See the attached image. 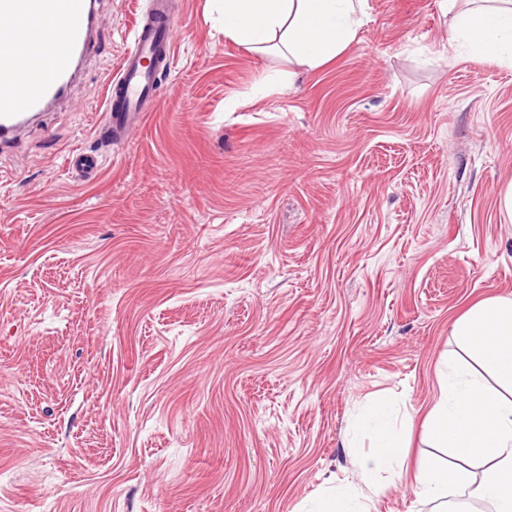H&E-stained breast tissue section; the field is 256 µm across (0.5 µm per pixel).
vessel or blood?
<instances>
[{
	"label": "vessel or blood",
	"instance_id": "vessel-or-blood-1",
	"mask_svg": "<svg viewBox=\"0 0 512 512\" xmlns=\"http://www.w3.org/2000/svg\"><path fill=\"white\" fill-rule=\"evenodd\" d=\"M43 21L39 54L16 34L27 18ZM104 22L95 0H0V150L11 147L47 110L61 101L89 57ZM175 53V18L167 0H150L106 83L103 114L95 128L107 147L128 142L157 99V71ZM70 172L92 176L101 168L94 152L71 150Z\"/></svg>",
	"mask_w": 512,
	"mask_h": 512
}]
</instances>
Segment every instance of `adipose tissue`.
Listing matches in <instances>:
<instances>
[{"mask_svg": "<svg viewBox=\"0 0 512 512\" xmlns=\"http://www.w3.org/2000/svg\"><path fill=\"white\" fill-rule=\"evenodd\" d=\"M226 39L258 54H274L314 71L340 56L357 38L367 0H222ZM453 40L473 56L512 66V0H447ZM494 379L485 385L470 361L450 362L448 384L431 410L430 437L450 451L446 463L421 461L413 493L420 504L448 503L461 492L512 512V296L474 305L453 326ZM387 404L371 417L379 445L361 462L358 487L337 491L319 512H368L380 472L393 469L403 445L389 423ZM483 460L481 475L460 461Z\"/></svg>", "mask_w": 512, "mask_h": 512, "instance_id": "ef3b65f1", "label": "adipose tissue"}]
</instances>
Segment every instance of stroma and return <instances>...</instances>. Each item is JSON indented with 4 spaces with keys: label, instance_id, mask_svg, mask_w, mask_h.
I'll return each instance as SVG.
<instances>
[{
    "label": "stroma",
    "instance_id": "1",
    "mask_svg": "<svg viewBox=\"0 0 512 512\" xmlns=\"http://www.w3.org/2000/svg\"><path fill=\"white\" fill-rule=\"evenodd\" d=\"M99 2L71 103L0 156V512H313L382 401L406 448L371 512H417L453 324L512 296V68L449 47L445 0H368L342 55L259 96L288 63L170 0L156 106L78 180L147 6ZM68 170L78 176L97 175L101 169V156L80 149L71 150L66 159Z\"/></svg>",
    "mask_w": 512,
    "mask_h": 512
}]
</instances>
